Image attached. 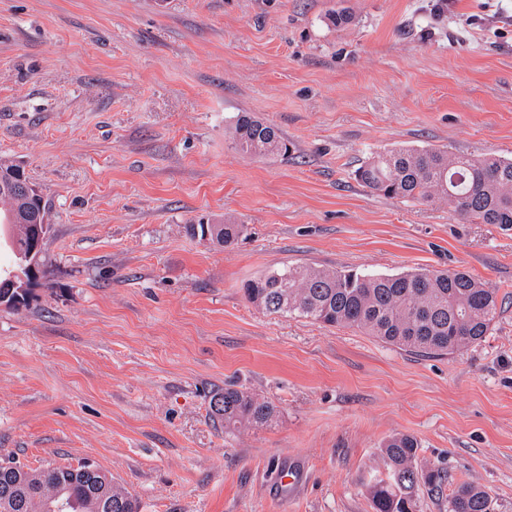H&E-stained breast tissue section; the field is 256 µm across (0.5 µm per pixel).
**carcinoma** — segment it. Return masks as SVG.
I'll use <instances>...</instances> for the list:
<instances>
[{
  "label": "carcinoma",
  "mask_w": 512,
  "mask_h": 512,
  "mask_svg": "<svg viewBox=\"0 0 512 512\" xmlns=\"http://www.w3.org/2000/svg\"><path fill=\"white\" fill-rule=\"evenodd\" d=\"M232 148L248 157H286L288 140L250 112H239L230 128ZM356 178L373 192L405 201L446 205L474 224L512 228V160L469 158L440 148H400L361 166ZM47 220L32 200L0 188V231L8 228L14 264L0 267V280L21 268L24 224ZM188 231L226 247L244 225L190 224ZM246 299L266 314L302 318L325 327L356 328L414 355H452L480 343L500 314L497 291L465 271L419 270L393 275L309 265L275 267L243 285ZM211 415L230 436L272 425L279 409L249 390L224 387L210 402ZM420 443L399 433L383 444L385 475L367 484L373 512H418L421 489L440 492L446 475L419 460ZM493 492L463 481L441 501L440 512H492ZM138 512L134 498L82 466L13 472L0 482V512Z\"/></svg>",
  "instance_id": "carcinoma-1"
}]
</instances>
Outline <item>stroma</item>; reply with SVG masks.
<instances>
[{"instance_id": "stroma-1", "label": "stroma", "mask_w": 512, "mask_h": 512, "mask_svg": "<svg viewBox=\"0 0 512 512\" xmlns=\"http://www.w3.org/2000/svg\"><path fill=\"white\" fill-rule=\"evenodd\" d=\"M240 112L289 157L232 149ZM426 145L512 159V0H0V159L51 224L26 305L0 307V463L93 461L139 512H373L407 433L444 493L512 512V229L355 178ZM227 218L232 246L186 232ZM284 264L463 270L501 312L479 345L412 355L255 309L243 283ZM228 383L278 421L225 436ZM493 492L481 485L463 481L441 501L442 512H492Z\"/></svg>"}]
</instances>
